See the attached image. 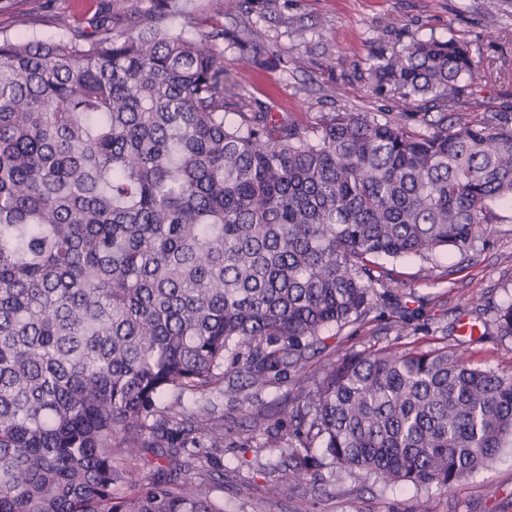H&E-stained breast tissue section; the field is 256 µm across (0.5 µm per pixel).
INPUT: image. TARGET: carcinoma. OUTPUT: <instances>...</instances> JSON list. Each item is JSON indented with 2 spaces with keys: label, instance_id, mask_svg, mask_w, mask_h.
<instances>
[{
  "label": "carcinoma",
  "instance_id": "1",
  "mask_svg": "<svg viewBox=\"0 0 512 512\" xmlns=\"http://www.w3.org/2000/svg\"><path fill=\"white\" fill-rule=\"evenodd\" d=\"M52 23L57 39L0 38V512H224L205 491L228 437L216 400L260 409L284 381L269 418L298 442L290 482L321 466L317 442L341 471L416 488L512 447V376L456 350L306 371L321 332L396 297L378 259L464 253L503 221L511 114L301 127L234 111L224 26L190 36L182 0ZM369 78L412 104L480 70L429 39ZM493 325L480 338H512V303ZM143 448L162 459L145 485Z\"/></svg>",
  "mask_w": 512,
  "mask_h": 512
}]
</instances>
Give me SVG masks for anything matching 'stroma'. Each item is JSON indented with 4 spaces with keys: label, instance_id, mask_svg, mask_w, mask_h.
<instances>
[{
    "label": "stroma",
    "instance_id": "obj_1",
    "mask_svg": "<svg viewBox=\"0 0 512 512\" xmlns=\"http://www.w3.org/2000/svg\"><path fill=\"white\" fill-rule=\"evenodd\" d=\"M96 0H0V36L57 37L53 14L83 19ZM224 75L238 111L267 106L301 125L321 113L350 109L386 115L416 126L421 112L491 115L512 113V8L501 0H226ZM455 38L468 45L485 79L460 80L447 98L398 108L392 93L375 90L368 67L375 56L404 50L414 41ZM399 282L400 305L420 308L409 335H400L396 314L378 308L342 331L324 330L308 361V374L343 355L390 347L398 351L448 348L470 362L512 374V339L477 341L457 330L459 319L480 322L512 303V220L484 224L467 254L387 262ZM288 391L268 388L265 410L220 401L226 425L237 433L221 452L224 479L210 494L224 512H512V448L449 488L391 487L332 466L301 482L282 483L273 464L287 446L280 431L266 447L268 411L279 410Z\"/></svg>",
    "mask_w": 512,
    "mask_h": 512
}]
</instances>
